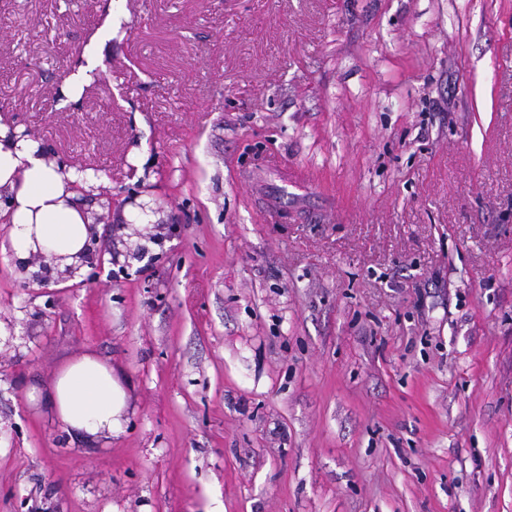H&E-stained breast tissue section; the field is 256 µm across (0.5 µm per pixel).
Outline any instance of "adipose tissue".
<instances>
[{"label": "adipose tissue", "instance_id": "1", "mask_svg": "<svg viewBox=\"0 0 512 512\" xmlns=\"http://www.w3.org/2000/svg\"><path fill=\"white\" fill-rule=\"evenodd\" d=\"M79 184L77 166L47 160L40 141L10 137L0 125V212L11 226L18 260L39 252L53 258L61 271L78 264L94 221ZM125 407L126 392L111 365L94 355L59 371L47 403L67 431L92 436L116 432Z\"/></svg>", "mask_w": 512, "mask_h": 512}]
</instances>
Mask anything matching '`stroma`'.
<instances>
[{
  "instance_id": "stroma-1",
  "label": "stroma",
  "mask_w": 512,
  "mask_h": 512,
  "mask_svg": "<svg viewBox=\"0 0 512 512\" xmlns=\"http://www.w3.org/2000/svg\"><path fill=\"white\" fill-rule=\"evenodd\" d=\"M0 124L117 261L0 222V512H512V0H0ZM85 354L107 438L46 410ZM126 408V392L112 366L84 355L64 366L50 389L48 412L68 431L112 435Z\"/></svg>"
}]
</instances>
